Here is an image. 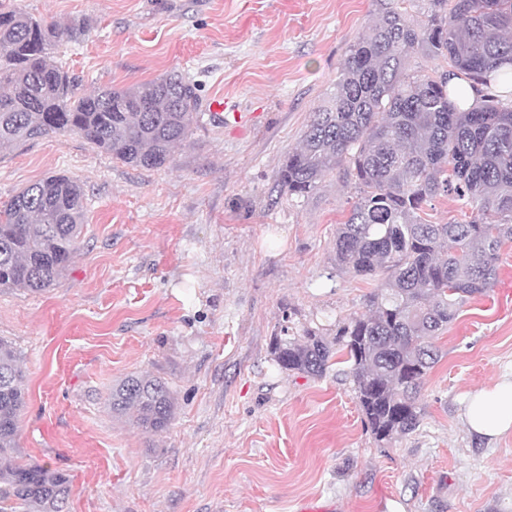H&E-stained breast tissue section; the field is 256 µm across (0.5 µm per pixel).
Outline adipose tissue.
<instances>
[{
    "label": "adipose tissue",
    "mask_w": 512,
    "mask_h": 512,
    "mask_svg": "<svg viewBox=\"0 0 512 512\" xmlns=\"http://www.w3.org/2000/svg\"><path fill=\"white\" fill-rule=\"evenodd\" d=\"M465 423L471 433L489 439L512 430V379L471 396Z\"/></svg>",
    "instance_id": "ef3b65f1"
}]
</instances>
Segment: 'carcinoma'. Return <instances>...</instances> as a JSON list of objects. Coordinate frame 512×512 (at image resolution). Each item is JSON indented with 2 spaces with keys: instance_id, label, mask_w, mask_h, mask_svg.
<instances>
[{
  "instance_id": "cac0c4a2",
  "label": "carcinoma",
  "mask_w": 512,
  "mask_h": 512,
  "mask_svg": "<svg viewBox=\"0 0 512 512\" xmlns=\"http://www.w3.org/2000/svg\"><path fill=\"white\" fill-rule=\"evenodd\" d=\"M378 15L349 49L333 90L317 106L298 147L276 173L281 191L308 198L341 168L355 201L336 233V263L356 277L386 273L368 312L329 339L285 325L271 354L281 370L321 377L337 356L349 364L359 408L379 441L415 431L416 396L438 362L434 339L467 297L497 278L512 243V102L492 91L512 64V0H427L416 23L402 3L376 0ZM87 23L65 26L21 8L0 12V150L53 133H74L123 163L159 169L197 118V85L171 73L131 87L77 94L79 81L57 61ZM421 52L448 69L408 72ZM456 76L476 89L459 112ZM475 204L470 219L433 224L423 204L436 196ZM85 194L51 175L0 211V289L43 292L78 250ZM25 371L0 339V512H63L67 474L17 461ZM112 411L144 431L167 428L173 397L164 381L131 376L112 390Z\"/></svg>"
}]
</instances>
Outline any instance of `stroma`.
I'll return each mask as SVG.
<instances>
[{"instance_id":"obj_1","label":"stroma","mask_w":512,"mask_h":512,"mask_svg":"<svg viewBox=\"0 0 512 512\" xmlns=\"http://www.w3.org/2000/svg\"><path fill=\"white\" fill-rule=\"evenodd\" d=\"M66 24L59 57L79 92L176 70L201 120L147 170L76 134L0 151V208L56 172L86 193L78 252L40 294L0 291V338L26 372L20 462L72 480L69 512H512V431H468L469 397L512 374V247L461 304L423 378L419 427L377 441L348 364L281 371L283 323L334 336L379 279L340 269L355 197L342 174L308 198L275 175L332 90L376 0H0ZM166 382L174 416L147 433L113 415V386Z\"/></svg>"}]
</instances>
